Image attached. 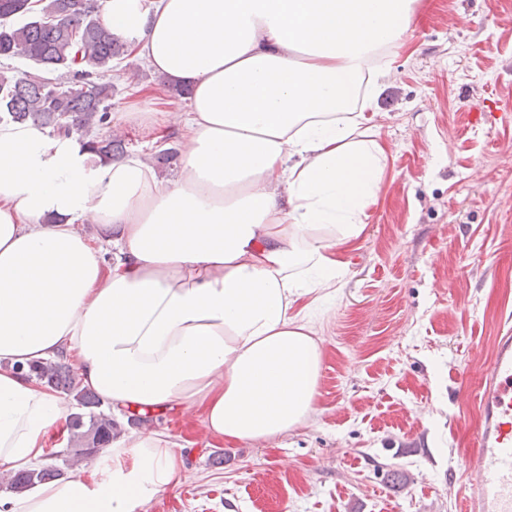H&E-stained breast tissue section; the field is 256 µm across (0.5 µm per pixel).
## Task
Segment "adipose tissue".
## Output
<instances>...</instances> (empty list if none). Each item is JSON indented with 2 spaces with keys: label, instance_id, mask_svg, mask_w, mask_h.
Masks as SVG:
<instances>
[{
  "label": "adipose tissue",
  "instance_id": "obj_1",
  "mask_svg": "<svg viewBox=\"0 0 512 512\" xmlns=\"http://www.w3.org/2000/svg\"><path fill=\"white\" fill-rule=\"evenodd\" d=\"M418 0H100L102 23L190 90L178 177L78 136L0 122V476L63 447L70 401L21 367L58 357L113 412L199 404L254 442L309 416L321 348L300 298L335 295L386 152L360 134ZM98 229L90 236L87 226ZM112 260L104 262V244ZM89 473L0 492V512H142L186 478L168 434L113 439Z\"/></svg>",
  "mask_w": 512,
  "mask_h": 512
}]
</instances>
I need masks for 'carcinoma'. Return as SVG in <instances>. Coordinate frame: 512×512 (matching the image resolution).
<instances>
[{
    "label": "carcinoma",
    "instance_id": "1",
    "mask_svg": "<svg viewBox=\"0 0 512 512\" xmlns=\"http://www.w3.org/2000/svg\"><path fill=\"white\" fill-rule=\"evenodd\" d=\"M16 17L25 21L16 24ZM127 52V44L100 23L98 0H0V58H22L40 70L61 71L67 79L62 84L29 71H0V112L14 122L77 134L104 158L120 160L127 154L125 140L103 138L97 131L108 124L112 109L113 63ZM32 373L67 395L75 394L85 408L70 417L68 430L76 457L93 459L94 450L106 447L118 433L112 416L99 410L101 401L90 390L79 386L69 364L50 361ZM61 475L53 465L20 471L10 478V488L22 490Z\"/></svg>",
    "mask_w": 512,
    "mask_h": 512
}]
</instances>
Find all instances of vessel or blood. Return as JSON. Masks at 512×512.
<instances>
[{
    "instance_id": "obj_1",
    "label": "vessel or blood",
    "mask_w": 512,
    "mask_h": 512,
    "mask_svg": "<svg viewBox=\"0 0 512 512\" xmlns=\"http://www.w3.org/2000/svg\"><path fill=\"white\" fill-rule=\"evenodd\" d=\"M478 396L460 387L458 400L477 398L475 450L467 461L466 512H512V333L498 338Z\"/></svg>"
}]
</instances>
